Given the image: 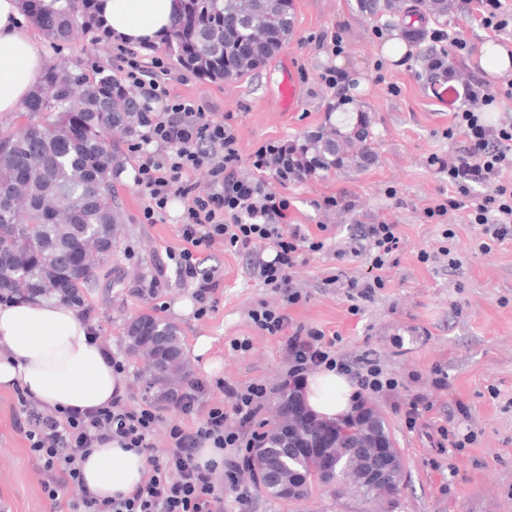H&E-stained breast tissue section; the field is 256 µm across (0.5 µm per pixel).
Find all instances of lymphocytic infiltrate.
I'll list each match as a JSON object with an SVG mask.
<instances>
[{
	"label": "lymphocytic infiltrate",
	"mask_w": 512,
	"mask_h": 512,
	"mask_svg": "<svg viewBox=\"0 0 512 512\" xmlns=\"http://www.w3.org/2000/svg\"><path fill=\"white\" fill-rule=\"evenodd\" d=\"M464 14L469 24L494 34L512 27V11L502 0H477L465 5ZM120 62L126 81L139 89L144 100L141 132L129 145L139 157L135 184L146 199L143 221L155 223L171 201L182 203L178 233L183 245L174 261L180 283L193 290L197 317L215 311L217 292L224 283L219 267L204 268L203 253L225 244L249 256L254 274L279 294V305L263 303L248 312L258 328L276 335L289 321L287 307L302 300L293 273L305 263L307 253L324 247L305 225L286 221L288 199L278 187L294 175L287 149L261 145L251 155V175H241L242 158L229 120L215 119L197 100L171 94L167 86L148 78L149 68L164 69L163 58L147 66L129 53ZM469 82V103L454 109L447 131L456 144L454 154L430 159L431 165L447 173L448 195L444 202L425 207L424 213L433 220L466 210L470 223L483 227L485 239L479 250L487 254L512 239V123L493 126L482 114L494 102L512 99V82L501 88L474 74ZM400 243L395 224L383 220L361 226L352 251L368 253L375 274L365 280H342L349 295L368 299L385 287L386 270ZM267 247L274 251L269 260L262 257ZM334 345L322 331L297 326L289 340L292 383L301 385L309 371L325 366L352 374L367 392L397 387V380L385 376L379 360L361 356L348 362L333 357ZM217 387L223 400L199 417L194 414L196 394H186L179 410L194 422L170 427L168 451L161 458L150 454L160 414L148 402L131 406L119 397L110 406L91 411H50L20 390L14 428L39 463L42 491L52 512H223L228 488L235 491L240 505L248 504L244 482L249 460L235 456L203 466L197 453L205 446L247 445L268 388L261 382L241 388L223 381ZM112 440L146 453L147 471L128 496L102 498L86 486L80 465L93 448Z\"/></svg>",
	"instance_id": "obj_1"
}]
</instances>
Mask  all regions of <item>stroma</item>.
<instances>
[{
    "label": "stroma",
    "mask_w": 512,
    "mask_h": 512,
    "mask_svg": "<svg viewBox=\"0 0 512 512\" xmlns=\"http://www.w3.org/2000/svg\"><path fill=\"white\" fill-rule=\"evenodd\" d=\"M291 2L293 32L262 67L235 80L216 81L172 60L161 78L174 93L197 99L216 118L231 116L245 160L262 144H289L327 122H341L344 111L366 114L376 154L371 166L318 173L281 189L290 201V223L326 227L324 249L308 254L296 271L294 284L303 300L288 308V325L269 336L249 319L250 309L274 302L276 296L254 277L246 257L226 246L212 252L224 269L215 312L202 319L175 312L177 301L191 297L167 258L182 245L178 225L183 208L171 203L156 223H142L144 200L134 184L138 157L132 153L113 187L122 215L120 241L99 272L86 315L103 347L124 361V396L132 405L146 396L140 364L128 357L123 331L142 314L175 324L185 348H192L198 336L213 338L212 354L220 359L221 370L213 374L201 362L192 364L205 387L198 402L202 408L220 398L216 380L241 387L263 380L273 395L259 417L272 420L275 393L288 377V340L300 324L335 337L337 356L376 355L398 379L392 394L365 392L361 399L388 423L404 466L400 494L376 501L317 487L308 499L284 502L255 492L243 509L228 491L224 512H512V241L483 255L474 250L481 228L467 223L465 211H456L447 226L423 214L425 206L440 201V190L448 185L447 174L430 167L428 159L451 151L446 137L451 114L435 101L424 66L433 42L407 44L400 60H388L380 50L400 37L398 24L361 15L356 0ZM335 29L342 32V50L318 46L319 36ZM45 47L52 62L65 55L118 68L115 46L103 41H49ZM330 68L347 73L348 85L329 88L322 75ZM287 70L298 97L293 112L283 107L279 94ZM342 195L352 208L323 207L324 197ZM384 219L398 224L403 238L386 273L387 285L371 299L349 298L328 279L340 273L369 275L366 256L349 253V243L359 225ZM448 229L454 237L446 241L442 235ZM444 243L455 251L459 267L449 269L444 257L420 262L421 252L436 251ZM161 266L167 288L154 299L138 296L137 280L150 279ZM243 337L251 339L250 350L234 349L233 341ZM417 393L432 408L412 425L394 406ZM18 411L14 392L0 389V512H49L37 463L13 429ZM450 422L459 433L475 432L476 441L460 450L441 446L438 429Z\"/></svg>",
    "instance_id": "obj_1"
}]
</instances>
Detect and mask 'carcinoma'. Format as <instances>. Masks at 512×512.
<instances>
[{
	"instance_id": "1",
	"label": "carcinoma",
	"mask_w": 512,
	"mask_h": 512,
	"mask_svg": "<svg viewBox=\"0 0 512 512\" xmlns=\"http://www.w3.org/2000/svg\"><path fill=\"white\" fill-rule=\"evenodd\" d=\"M27 11L36 29L54 43L78 34L91 36L90 0H57L59 7ZM459 0H357L373 20L404 23L406 36L418 42L424 29L406 18L430 14L434 20L458 11ZM290 0H184V12L166 36V48L177 63L212 80H233L260 67L281 48L292 29ZM143 105L101 65L80 59L54 63L25 104L27 123L0 127V302L15 296H40L81 306L96 284L102 263L117 244L119 213L112 199L113 180L122 161V145L112 139L120 128L137 134L134 118ZM369 122L350 112L330 134H308L289 145L298 173L359 170L375 160L368 143ZM128 353L141 360L145 391L164 403L196 382L178 328L150 314L124 328ZM268 457H279L284 439L279 422L270 423ZM286 478L303 482L300 496L314 481L297 454L288 456L280 478L255 489L280 498ZM402 479L390 477L378 486L350 478V463L341 466L335 486L387 498L400 492Z\"/></svg>"
}]
</instances>
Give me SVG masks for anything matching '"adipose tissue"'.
<instances>
[{
	"mask_svg": "<svg viewBox=\"0 0 512 512\" xmlns=\"http://www.w3.org/2000/svg\"><path fill=\"white\" fill-rule=\"evenodd\" d=\"M99 6L116 42L149 47L172 29L182 0H99ZM46 64L20 0H0V117L20 111ZM0 388L23 389L49 410H90L111 405L126 384L78 309L24 298L0 306ZM302 398L313 415L333 420L353 411L357 389L346 374L322 367L307 376ZM81 472L100 496L127 494L141 484L145 458L111 441L93 449Z\"/></svg>",
	"mask_w": 512,
	"mask_h": 512,
	"instance_id": "obj_1",
	"label": "adipose tissue"
}]
</instances>
